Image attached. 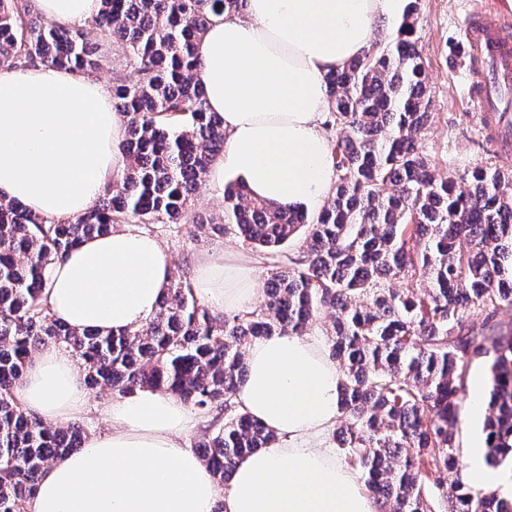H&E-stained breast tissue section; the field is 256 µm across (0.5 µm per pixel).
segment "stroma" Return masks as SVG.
I'll list each match as a JSON object with an SVG mask.
<instances>
[{
	"instance_id": "stroma-1",
	"label": "stroma",
	"mask_w": 512,
	"mask_h": 512,
	"mask_svg": "<svg viewBox=\"0 0 512 512\" xmlns=\"http://www.w3.org/2000/svg\"><path fill=\"white\" fill-rule=\"evenodd\" d=\"M482 2L419 0L418 49L425 66L429 110L434 114L423 146L432 167L441 174H461L486 165L512 169V157H502L488 135L483 114L472 100L469 72L461 61L466 16ZM152 230L171 255L177 280L193 281L197 261L208 256L223 258L229 266L250 264L261 283L274 266L273 260L232 233L194 237L185 224H156Z\"/></svg>"
}]
</instances>
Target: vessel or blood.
<instances>
[{"label": "vessel or blood", "instance_id": "obj_1", "mask_svg": "<svg viewBox=\"0 0 512 512\" xmlns=\"http://www.w3.org/2000/svg\"><path fill=\"white\" fill-rule=\"evenodd\" d=\"M464 38L472 84L481 90L474 101L481 111H491L493 90L512 85V14L482 7L467 18Z\"/></svg>", "mask_w": 512, "mask_h": 512}]
</instances>
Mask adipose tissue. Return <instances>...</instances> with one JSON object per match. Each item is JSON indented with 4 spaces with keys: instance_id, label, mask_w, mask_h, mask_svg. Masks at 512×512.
<instances>
[{
    "instance_id": "adipose-tissue-1",
    "label": "adipose tissue",
    "mask_w": 512,
    "mask_h": 512,
    "mask_svg": "<svg viewBox=\"0 0 512 512\" xmlns=\"http://www.w3.org/2000/svg\"><path fill=\"white\" fill-rule=\"evenodd\" d=\"M400 0H243L212 18L196 79L223 120L224 152L208 180L235 176L251 196L305 210L329 197L335 159L324 123L326 76L389 27ZM51 22L83 27L101 0H34ZM126 127L109 90L47 65L0 67V194L45 221L83 214L126 159ZM171 257L153 235L115 226L85 237L49 272L52 317L75 329L121 333L145 323L171 280ZM194 288L218 312L250 311L258 290L247 266L204 258ZM341 373L306 336H268L246 352L245 409L274 444L237 460L226 488L186 445L198 414L150 388L107 400L109 429L88 435L42 472L25 512H377L374 500L322 437L339 413ZM20 399L39 420L67 424L90 397L69 352L46 344L24 374Z\"/></svg>"
}]
</instances>
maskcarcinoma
Listing matches in <instances>:
<instances>
[{"instance_id": "obj_1", "label": "carcinoma", "mask_w": 512, "mask_h": 512, "mask_svg": "<svg viewBox=\"0 0 512 512\" xmlns=\"http://www.w3.org/2000/svg\"><path fill=\"white\" fill-rule=\"evenodd\" d=\"M241 5L101 0L90 27L70 28L38 20L32 0H0V66L92 76L99 40L110 39L127 48L136 73L111 87L127 167L86 212L48 224L0 196V512H24L45 466L80 448L86 433L43 424L19 399L41 346L71 352L91 386L120 397L163 389L212 416L199 454L222 486L237 459L276 440L239 398L245 348L275 334L304 336L324 318L328 357L342 372L344 419L333 438L377 512H512V493L466 483L457 443L470 367L482 359L492 381L485 461L512 468V331L497 320L512 307V172L442 176L430 167L418 0H405L387 48L364 50L327 76L336 179L317 215L237 183L224 189L223 223L196 219L189 200L224 151L222 119L206 111L195 80L197 43L211 17ZM188 221L199 234L232 230L272 260L299 233L304 239L298 255L275 265L263 304L250 312L215 316L190 284L173 280L132 331L77 332L51 316L48 269L84 237L116 224ZM395 279L408 287H391Z\"/></svg>"}]
</instances>
